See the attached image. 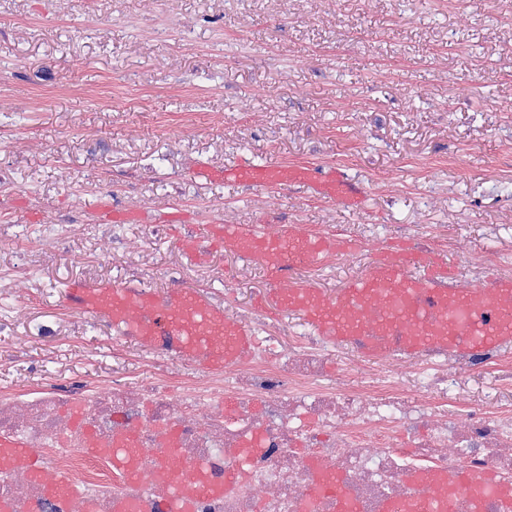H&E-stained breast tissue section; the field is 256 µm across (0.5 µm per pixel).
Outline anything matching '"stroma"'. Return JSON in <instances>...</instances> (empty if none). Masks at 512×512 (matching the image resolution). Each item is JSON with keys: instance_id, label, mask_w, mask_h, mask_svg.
I'll return each instance as SVG.
<instances>
[{"instance_id": "1", "label": "stroma", "mask_w": 512, "mask_h": 512, "mask_svg": "<svg viewBox=\"0 0 512 512\" xmlns=\"http://www.w3.org/2000/svg\"><path fill=\"white\" fill-rule=\"evenodd\" d=\"M167 31L169 40L158 38ZM96 156H89L90 142ZM20 190L9 217L26 229L0 265L46 267L6 280L0 308V395L50 380L76 390L111 373L138 382L150 352L102 335L103 320L68 310L64 283L84 276L76 256L102 223L93 188L63 185L88 164L138 173L155 200L125 241H98L107 280L142 261L178 266L225 312L251 322L259 269L214 252L197 263L171 235L203 233L185 198L224 205L226 224H304L359 242L354 253L304 269L330 291L365 272L394 238L451 236L435 255L490 254L512 275V0H0V157ZM335 166L366 192L353 212L307 188L212 185L199 164L240 158ZM180 167V190L146 165ZM64 248L38 232L49 215ZM50 335L32 334L34 325Z\"/></svg>"}]
</instances>
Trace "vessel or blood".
<instances>
[{"label":"vessel or blood","mask_w":512,"mask_h":512,"mask_svg":"<svg viewBox=\"0 0 512 512\" xmlns=\"http://www.w3.org/2000/svg\"><path fill=\"white\" fill-rule=\"evenodd\" d=\"M205 175L213 182L249 188L305 186L325 201L351 208L364 201L362 191L333 167L245 161L206 170ZM215 244L261 269L266 282L257 300L261 310L297 318L315 335L337 345L357 346L371 357L394 352L415 358L427 351L483 357L512 347V278L492 273L484 287L469 288L458 282L452 269L437 264L432 252L422 249L415 250L418 267H409L405 254L413 248L408 240L387 243L363 274L332 293L305 280L288 282V272L295 265H326L328 258L355 249L351 239L306 231L296 224L273 231L254 224H210L202 238L184 239L182 247L201 259ZM64 295L71 309L105 319L146 349L167 346L204 371L234 366L255 345L251 327L226 318L223 309L198 288L159 291L72 280ZM89 451L109 457L128 481L140 480L141 451L134 434L122 438L120 449L93 445ZM5 465L42 478L45 501L57 512H66L74 487L71 475L46 473L40 458L17 441L11 442ZM175 470L174 455L162 456L153 479L170 488L171 494L141 505L140 512H197L202 499L222 496L237 479L233 473L215 478L202 465L195 466L187 479L176 476ZM423 478L434 488L423 512H452L462 494L469 498L473 512H481L489 497L498 501L502 512H512V482L492 472L462 466L453 482L435 471L411 473L409 481L414 484Z\"/></svg>","instance_id":"b4317fda"}]
</instances>
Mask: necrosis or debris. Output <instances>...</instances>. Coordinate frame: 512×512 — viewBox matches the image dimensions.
<instances>
[{"label":"necrosis or debris","mask_w":512,"mask_h":512,"mask_svg":"<svg viewBox=\"0 0 512 512\" xmlns=\"http://www.w3.org/2000/svg\"><path fill=\"white\" fill-rule=\"evenodd\" d=\"M335 352L299 333L273 353L257 346L215 377L179 369L160 351L152 378L135 387L114 378L80 396L52 389L1 395L0 438L23 440L49 470L73 477L70 512H112L117 496L135 504L164 495L150 473L170 447L180 471L208 462L243 474L223 496L201 500L197 512H299L316 466L341 478L355 512L428 499L429 488L407 480L415 470L451 475L464 465L512 481V404L459 395L474 372L497 387L511 383V362L428 353L407 375L391 355L355 383L326 372ZM127 430L142 452L136 483L87 452L90 442L110 445Z\"/></svg>","instance_id":"obj_1"}]
</instances>
